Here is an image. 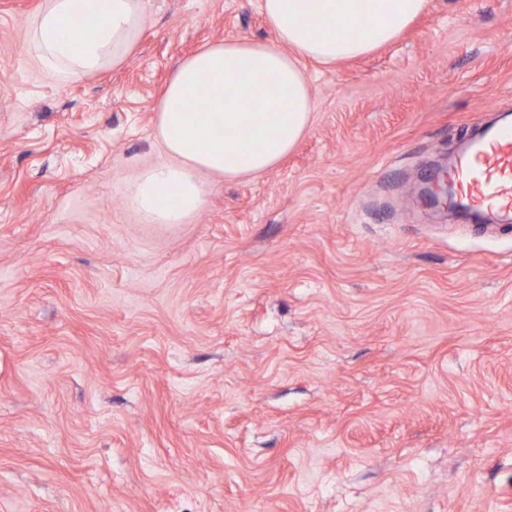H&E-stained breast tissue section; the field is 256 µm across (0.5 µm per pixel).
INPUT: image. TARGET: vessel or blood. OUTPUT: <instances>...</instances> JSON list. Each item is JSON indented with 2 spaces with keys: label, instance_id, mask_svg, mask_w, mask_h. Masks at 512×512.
<instances>
[{
  "label": "vessel or blood",
  "instance_id": "1",
  "mask_svg": "<svg viewBox=\"0 0 512 512\" xmlns=\"http://www.w3.org/2000/svg\"><path fill=\"white\" fill-rule=\"evenodd\" d=\"M450 202L512 221V124L487 130L449 166Z\"/></svg>",
  "mask_w": 512,
  "mask_h": 512
}]
</instances>
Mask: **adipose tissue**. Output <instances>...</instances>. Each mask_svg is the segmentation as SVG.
I'll list each match as a JSON object with an SVG mask.
<instances>
[{
    "label": "adipose tissue",
    "instance_id": "adipose-tissue-1",
    "mask_svg": "<svg viewBox=\"0 0 512 512\" xmlns=\"http://www.w3.org/2000/svg\"><path fill=\"white\" fill-rule=\"evenodd\" d=\"M429 0H261L274 42L228 39L186 58L166 85L156 131L169 164L139 172L127 203L153 224H181L204 204L201 174L256 176L308 130L306 62L365 56L395 42ZM145 0H43L32 22L39 64L78 78L119 65L137 44ZM96 22L91 36L79 15ZM204 111H196V103Z\"/></svg>",
    "mask_w": 512,
    "mask_h": 512
}]
</instances>
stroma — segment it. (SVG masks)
Here are the masks:
<instances>
[{"mask_svg":"<svg viewBox=\"0 0 512 512\" xmlns=\"http://www.w3.org/2000/svg\"><path fill=\"white\" fill-rule=\"evenodd\" d=\"M0 0V512H512V225L419 186L512 113V0H430L308 74L313 121L202 209L127 204L161 93L261 0H148L80 78Z\"/></svg>","mask_w":512,"mask_h":512,"instance_id":"obj_1","label":"stroma"}]
</instances>
